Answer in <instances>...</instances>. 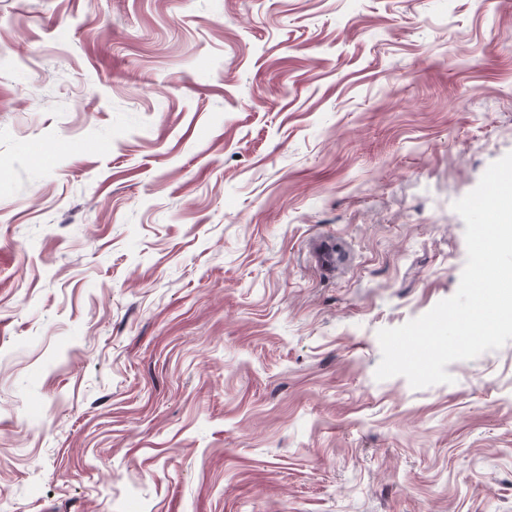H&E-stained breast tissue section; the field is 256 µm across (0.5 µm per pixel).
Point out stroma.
Masks as SVG:
<instances>
[{
	"instance_id": "stroma-1",
	"label": "stroma",
	"mask_w": 512,
	"mask_h": 512,
	"mask_svg": "<svg viewBox=\"0 0 512 512\" xmlns=\"http://www.w3.org/2000/svg\"><path fill=\"white\" fill-rule=\"evenodd\" d=\"M510 152L512 0H0V512H512V340L375 378Z\"/></svg>"
}]
</instances>
